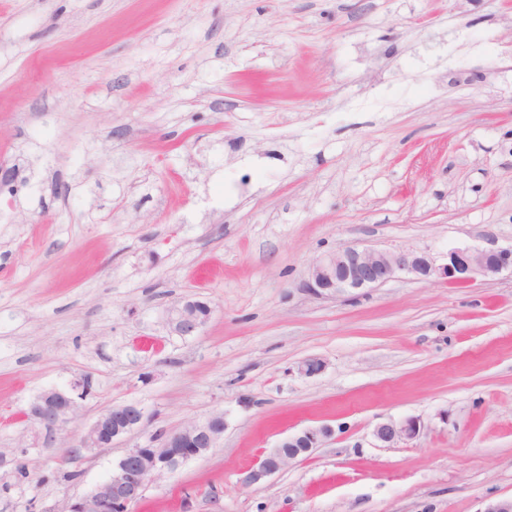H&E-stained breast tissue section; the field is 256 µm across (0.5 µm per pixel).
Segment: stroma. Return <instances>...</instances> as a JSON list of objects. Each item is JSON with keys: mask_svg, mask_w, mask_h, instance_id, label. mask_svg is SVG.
I'll use <instances>...</instances> for the list:
<instances>
[{"mask_svg": "<svg viewBox=\"0 0 512 512\" xmlns=\"http://www.w3.org/2000/svg\"><path fill=\"white\" fill-rule=\"evenodd\" d=\"M0 167V512H63L217 413L216 446L130 512L512 496V276L303 287L347 244L512 245V0H0ZM186 298L213 309L193 336L166 321ZM77 380L73 436L129 402L145 421L67 461L25 412ZM408 417L416 439H375ZM330 426L308 428L282 439L274 448L264 452L245 474L243 482L256 485L279 472L289 461L308 456L314 448L332 434Z\"/></svg>", "mask_w": 512, "mask_h": 512, "instance_id": "1", "label": "stroma"}]
</instances>
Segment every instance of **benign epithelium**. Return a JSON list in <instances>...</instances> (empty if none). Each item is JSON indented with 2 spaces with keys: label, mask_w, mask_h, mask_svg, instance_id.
<instances>
[{
  "label": "benign epithelium",
  "mask_w": 512,
  "mask_h": 512,
  "mask_svg": "<svg viewBox=\"0 0 512 512\" xmlns=\"http://www.w3.org/2000/svg\"><path fill=\"white\" fill-rule=\"evenodd\" d=\"M417 279L436 278L448 284H467L475 276L496 277L512 274V246L490 249L455 247L448 250L445 262L424 251L395 252L347 245L313 261L304 287L316 296L338 298L357 290L380 287L398 274ZM199 300L185 299L169 308L167 321L180 336H192L210 319L212 308L200 312ZM76 400L72 393L45 391L29 405L26 417L43 430L48 447L77 448L92 453L112 445L141 428L145 412L136 403L112 406L103 410L76 442L65 433L72 420ZM224 431V414H215L204 423H193L179 431L164 433L144 446L129 449L119 460L117 472L100 482L87 495L71 500L65 512H128L147 489L153 478L173 473L188 460L214 447ZM421 422L414 417L379 424L377 440L386 445L417 438ZM328 425L308 428L282 439L263 453L245 474L243 482L256 485L279 472L290 460L307 456L330 437Z\"/></svg>",
  "instance_id": "obj_1"
}]
</instances>
